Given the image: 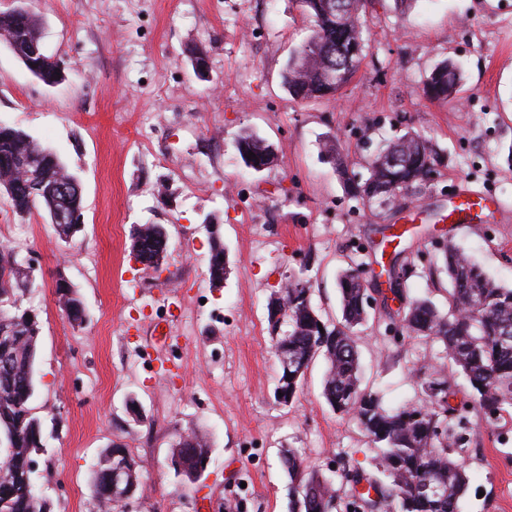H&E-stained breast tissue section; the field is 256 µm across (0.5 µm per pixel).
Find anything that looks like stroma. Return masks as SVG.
Here are the masks:
<instances>
[{
  "mask_svg": "<svg viewBox=\"0 0 512 512\" xmlns=\"http://www.w3.org/2000/svg\"><path fill=\"white\" fill-rule=\"evenodd\" d=\"M58 82L31 74L0 37V125L51 151L81 187L83 229L58 238L44 209L15 214L0 195V245L32 262L24 299L39 313L34 413L46 452L34 478L51 512H98L91 471L115 442L130 448L145 491L129 512H289L284 450L341 484L346 470H374V452L348 416L322 396L324 360L309 368L292 404L276 402L267 303L307 272L322 317H341L337 276L348 258L387 263L399 254L413 294L447 309L428 267L441 240L461 247L497 284L512 287V0H375L367 48L335 98L302 104L285 89L290 57L310 36L297 0H27ZM208 57L207 78L190 62ZM464 81L452 103L424 85L443 59ZM431 139L443 163L406 207L447 206L460 190L493 197L470 224H411L383 243L392 211L363 209L347 171L365 173L380 142L407 130ZM250 132L277 163L255 172L236 148ZM335 140L349 160L325 153ZM221 227L228 274L207 275V223ZM159 224L169 236L166 278L134 266L130 233ZM82 295L76 324L60 310L55 275ZM361 377L385 406L422 396L414 368L437 367L438 346L391 324L381 303L358 329ZM469 442L456 458L470 476L458 512H512V407L489 420L465 413ZM205 434L210 463L189 482L171 446Z\"/></svg>",
  "mask_w": 512,
  "mask_h": 512,
  "instance_id": "1",
  "label": "stroma"
}]
</instances>
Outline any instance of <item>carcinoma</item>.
<instances>
[{
	"label": "carcinoma",
	"instance_id": "1",
	"mask_svg": "<svg viewBox=\"0 0 512 512\" xmlns=\"http://www.w3.org/2000/svg\"><path fill=\"white\" fill-rule=\"evenodd\" d=\"M312 23V35L297 50L283 75L289 94L303 103L330 99L357 74L365 57L363 18L367 0H298ZM38 34L31 16L20 23L9 13L0 14V36L8 44L22 45ZM462 81V69L452 59L438 63L425 82L431 99L451 102ZM237 149L249 169L268 167L276 159L272 145L244 133ZM256 158H247L249 153ZM442 158L423 135L407 130L388 140L375 155L364 177L354 181L353 194L364 204L394 208L405 195L430 182ZM19 173L28 180L50 182L66 177V168L23 131L0 125V177ZM11 208L23 215L39 206L47 212L82 210V196L11 195ZM140 237L142 253L152 257L160 248L163 227ZM228 261L222 236L213 238L207 263L211 284L224 282ZM366 262L349 260L338 274L341 319L330 322L312 305L310 280L288 281L277 299L282 319L269 322L273 355L288 348V370L281 371L275 391L297 398L304 370L321 357L326 363L323 397L331 409L352 417L375 451L376 472L349 469L345 482L357 488L344 503L340 489L311 467L297 450L283 455V467L296 494L291 512H457L470 477L451 453V443L462 440L463 416L452 406L448 377L437 370L424 375L422 401L401 408H386L378 392L362 386L357 327L369 320L366 304ZM448 279V310H440L427 297L412 293L411 274L403 270L398 287L389 289L399 320L407 332L437 344L452 366L468 380L473 401L486 417L512 404V288L493 282L456 245L439 248L429 268L430 277ZM32 282L18 269L12 252L0 250V464L9 478L0 480V512H47L32 472L26 464L33 448L45 447L43 424L32 413L36 392V358L40 333L38 315L19 303ZM69 293L60 309L75 323L85 316L84 303L68 283L56 288ZM287 330H282V327ZM453 442H448V439ZM207 439L189 432L179 435L175 451L183 455L188 472L209 461ZM131 451L117 444L104 449L91 476V486L105 505L121 499L129 477Z\"/></svg>",
	"mask_w": 512,
	"mask_h": 512
}]
</instances>
